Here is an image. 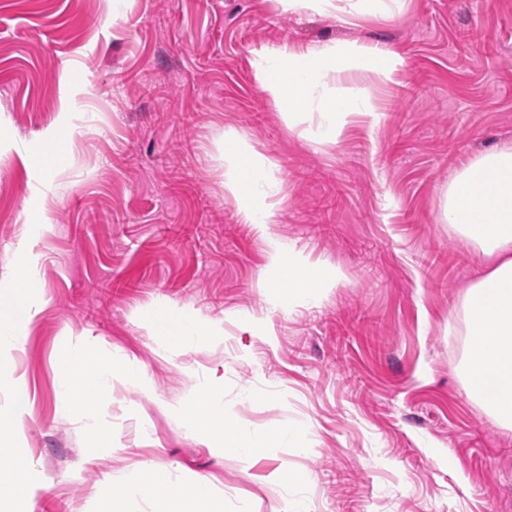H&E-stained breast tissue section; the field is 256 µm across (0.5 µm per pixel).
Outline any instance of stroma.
<instances>
[{"instance_id": "stroma-1", "label": "stroma", "mask_w": 512, "mask_h": 512, "mask_svg": "<svg viewBox=\"0 0 512 512\" xmlns=\"http://www.w3.org/2000/svg\"><path fill=\"white\" fill-rule=\"evenodd\" d=\"M335 39L403 66L387 85L348 80L376 118L314 144L260 91L253 52ZM228 128L277 166L273 231L348 274L315 305L264 298L265 243L224 194ZM59 129L71 149L53 162ZM505 147L512 0H406L361 20L276 0H0V283L27 242L47 303L13 359L34 512H88L145 461L209 479L227 512H280L270 476L287 467L310 512H512V429L460 378L463 298L486 261L442 221L449 174ZM174 307L223 320V343L159 352L141 320ZM67 333L150 380L151 395L115 394L111 447L63 408ZM210 369L254 428L311 432L247 471L214 456L166 409ZM249 389L258 399L242 401Z\"/></svg>"}]
</instances>
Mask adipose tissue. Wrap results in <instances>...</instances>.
Instances as JSON below:
<instances>
[{"instance_id":"adipose-tissue-1","label":"adipose tissue","mask_w":512,"mask_h":512,"mask_svg":"<svg viewBox=\"0 0 512 512\" xmlns=\"http://www.w3.org/2000/svg\"><path fill=\"white\" fill-rule=\"evenodd\" d=\"M284 9L320 15L342 13L395 17L405 0H279ZM400 58L388 51L372 52L354 42L320 43L311 47L282 46L256 51L254 67L261 91L288 121L310 118L311 141L335 140L350 119L374 115L371 97L342 93L343 79L371 72L380 81H392ZM281 181L276 165L256 154L249 139L238 132L224 133V190L236 201L244 223L254 225L267 247L265 298L275 308L310 305L345 279L341 268L309 265L303 252L271 231L274 199ZM443 219L482 255L494 263L464 295L468 330L465 379L470 393L499 426L512 428V150H491L456 171L448 182ZM34 259L26 249L13 258V278L0 287V446L7 448L9 464L0 466V503L8 512H31L39 486L28 471L26 458L12 447L13 437L25 426V412L15 402L22 387L7 376L12 354L18 350L30 323L44 310L41 289L35 288ZM158 348L176 356L216 344L224 338L222 321L185 311L174 314L173 326L147 319ZM135 387L150 394L151 386L140 364L107 353L99 342L82 336L71 342L59 365V389L67 413L82 423L92 442L111 446L103 417L116 387ZM174 422L204 440L219 456L232 455L243 468L265 455L270 447L287 445L304 432L283 426L276 437L240 420L224 402V380L209 376L185 400L172 404ZM154 503L155 512H224L212 486L201 477H172L168 470L145 466L142 477L127 480L120 493L101 499L95 512H128L135 501Z\"/></svg>"}]
</instances>
